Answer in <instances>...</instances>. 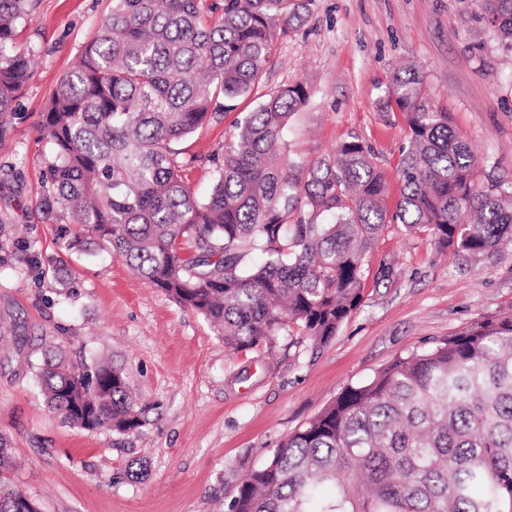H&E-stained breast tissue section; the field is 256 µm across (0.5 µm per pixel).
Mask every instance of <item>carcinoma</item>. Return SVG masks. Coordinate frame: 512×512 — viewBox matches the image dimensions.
Wrapping results in <instances>:
<instances>
[{"instance_id":"1","label":"carcinoma","mask_w":512,"mask_h":512,"mask_svg":"<svg viewBox=\"0 0 512 512\" xmlns=\"http://www.w3.org/2000/svg\"><path fill=\"white\" fill-rule=\"evenodd\" d=\"M512 52V0H476ZM312 0H111L52 90L47 180L72 218L68 249H107L177 305L246 351L293 329L332 340L361 304L362 264L384 227L425 231L453 255H489L512 238V192L477 183L479 161L413 67L393 73L381 107L403 115L401 198L357 137L313 163L288 153L300 84L262 95L221 152L201 159L198 198L175 145L254 94L275 38ZM32 0H0V135L28 81L16 25ZM19 257L40 268L26 242ZM47 408L71 426L142 427L124 369L45 353ZM0 435V512H23ZM228 512H512V317L487 318L394 357L288 435L247 474Z\"/></svg>"}]
</instances>
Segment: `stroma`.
Instances as JSON below:
<instances>
[{"label": "stroma", "instance_id": "1", "mask_svg": "<svg viewBox=\"0 0 512 512\" xmlns=\"http://www.w3.org/2000/svg\"><path fill=\"white\" fill-rule=\"evenodd\" d=\"M109 8L110 0H36L31 21L17 28L31 77L0 138V242L37 241L46 273L18 260L0 266V435L13 448L14 481L39 512H227L243 477L347 385L479 320L512 316V243L488 256H454L427 233L387 225L363 260L364 300L331 341L278 336L230 351L203 317L123 259L69 251L59 235L66 218L44 187L54 154L39 129L52 89ZM406 64L431 99L447 103L478 156L480 186L512 192V52L471 0H314L273 43L262 89L298 83L308 91L287 132L302 161L352 136L371 146L389 176L392 208L407 130L381 102ZM257 104L254 95L238 99L178 143L198 196L211 190L200 157L221 149ZM384 261L395 274L382 286ZM61 262L72 271L67 288L52 275ZM51 344L77 361L121 364L140 431L89 432L49 413L36 374Z\"/></svg>", "mask_w": 512, "mask_h": 512}]
</instances>
